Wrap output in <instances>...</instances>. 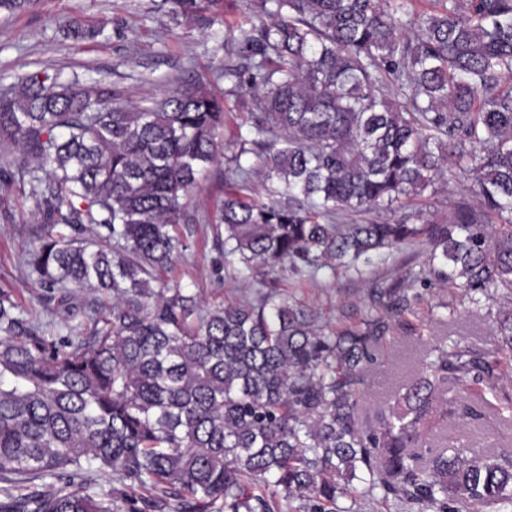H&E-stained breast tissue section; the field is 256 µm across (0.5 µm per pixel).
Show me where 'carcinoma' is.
<instances>
[{
	"label": "carcinoma",
	"instance_id": "cac0c4a2",
	"mask_svg": "<svg viewBox=\"0 0 512 512\" xmlns=\"http://www.w3.org/2000/svg\"><path fill=\"white\" fill-rule=\"evenodd\" d=\"M257 0L268 22L236 41L228 94L249 144L227 159L224 264L312 277L419 240L428 265L369 290L372 313L331 328L286 291L207 309L164 285L186 248L176 232L217 160L228 107L202 80L139 107L45 71L0 94V199L23 186L41 224L23 258L49 310L92 293L87 321L47 334L0 292V476L46 481L0 512H335L363 485L433 512H512V455L435 447L432 423L476 421L475 392L512 355V0ZM207 25L224 0H162ZM75 43L101 29L69 20ZM408 90V102L392 98ZM251 154L249 163L243 156ZM474 181L446 224H419L425 192ZM277 180L275 198L254 179ZM383 210V222L341 224ZM64 225L65 236L56 232ZM417 282L495 297L497 348H434L367 424V367L407 327ZM97 466L109 488L82 482Z\"/></svg>",
	"mask_w": 512,
	"mask_h": 512
}]
</instances>
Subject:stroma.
I'll use <instances>...</instances> for the list:
<instances>
[{"label":"stroma","instance_id":"obj_1","mask_svg":"<svg viewBox=\"0 0 512 512\" xmlns=\"http://www.w3.org/2000/svg\"><path fill=\"white\" fill-rule=\"evenodd\" d=\"M158 0H37L31 11L17 15L0 12V91L30 73L58 70L78 76L85 83H100L120 102L144 105L180 83L202 78L216 92L226 85L219 74L235 62V39L240 31L260 25L261 18L247 0H227L223 16L210 27L174 25ZM68 19L99 27L91 42L73 45L60 30ZM246 111L229 112L223 137V160L211 167V175L197 195L193 209L199 221L187 236V250L168 274L169 286L200 293L207 307L255 298L262 290L285 289L310 303L334 327L355 324L367 313V292L390 283L407 270L426 265L425 243L394 250L372 261L362 273H322L309 279L291 272L269 274L265 284L225 268L216 246V225L209 219L224 196L226 157L239 149L238 127L246 123ZM37 225L30 215L14 223H0V290L13 295L21 313L38 309L39 291L21 264L24 252L36 241ZM419 299L412 330L396 329L381 349L368 374V390L361 411L370 421L377 406L408 382L416 365L428 355L431 344L459 343L480 350L493 348V323L485 311L475 309L461 289L415 285ZM497 393L496 409L480 427L468 430L470 444L512 454V361L495 369L489 383Z\"/></svg>","mask_w":512,"mask_h":512}]
</instances>
